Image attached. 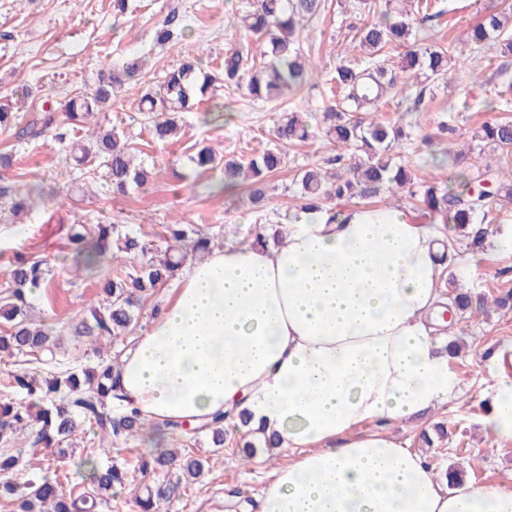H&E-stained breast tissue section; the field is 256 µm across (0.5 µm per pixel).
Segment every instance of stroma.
Listing matches in <instances>:
<instances>
[{"label": "stroma", "mask_w": 512, "mask_h": 512, "mask_svg": "<svg viewBox=\"0 0 512 512\" xmlns=\"http://www.w3.org/2000/svg\"><path fill=\"white\" fill-rule=\"evenodd\" d=\"M432 3L436 18L416 23L413 37L424 46L455 43L465 60L466 75L448 89H437L435 95L436 104L447 105L456 132L447 145H430L424 143L423 136L433 128L431 113H406L390 105L379 114L380 119L406 127L419 126L420 135L400 150L419 177L428 172L431 155L441 154L443 147L454 152L466 148L473 131L488 118L483 110L485 84L497 82L501 68H512V56L501 54L497 45L476 47L463 40L479 14L497 6L498 0ZM351 4L352 0H326L324 11L307 21L302 50L316 65L311 84L275 102H257L235 90L218 91L214 99L185 113L184 133L178 141L161 144L152 139L143 125L137 93L114 95L111 107L97 114L91 124L124 129L141 150L143 165L150 172L146 185L130 187L126 194H112L82 174L68 179L73 164L55 142L53 129L25 138L0 133V150L14 155L11 167H0V188L36 186L42 191L41 197L32 199L20 222L0 223V293L8 286L7 265L15 254L50 260L55 275L32 294V316L59 336L67 362L75 366L98 362L93 346L78 342L75 329L88 318L90 307L100 305L96 294L99 278L112 271L107 262L95 273H71L67 232L74 220L158 232L164 224L180 218L198 225L218 247L255 236L267 224H289L297 211L294 181L298 171L308 165H324L333 153L331 147L316 150L300 144L288 148L287 165L268 179L269 202L262 212L253 210L241 194L215 192L222 171L192 173L186 156L201 143L221 155L247 160L268 146L281 113L298 110L318 116L331 100L326 76L337 65L334 48L349 43L354 26L360 23L361 16ZM247 8L248 0H129L122 14L114 10L112 0H0V101L26 99V107L19 110L20 123L26 126L47 107L62 115L70 92L93 86L102 72L117 67L130 54L146 57L142 85L147 89L157 87L166 71L188 57L200 59L205 70H217L224 60V30L230 27L233 14ZM173 12L187 24L185 35L164 45L155 44V29ZM216 101L226 106L223 122H205V111ZM488 207L492 231L482 247L475 249L470 239L454 238L443 262L446 278L460 275L457 257L470 256L476 265L475 273L464 283L476 304L462 314L460 327L452 331L463 347L452 363L461 394L411 422L389 428L401 444L427 456L437 472L459 468L465 479L478 484L512 483V444L500 443L483 423L489 383L477 358L481 347L512 339V311L479 305L480 300L512 290V203L493 198ZM238 442L239 429L231 423L224 428L223 447H213L207 438H200L196 452L209 459L210 468L167 505L165 512H225V495L248 501L261 494L270 463L285 459L288 451L261 448L257 462L245 464L232 453ZM178 445V440L163 435L130 442L117 461L127 470L131 483L100 512H137L134 496L141 482L140 453Z\"/></svg>", "instance_id": "35a3bbf8"}]
</instances>
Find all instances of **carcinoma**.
<instances>
[{"mask_svg": "<svg viewBox=\"0 0 512 512\" xmlns=\"http://www.w3.org/2000/svg\"><path fill=\"white\" fill-rule=\"evenodd\" d=\"M323 0H254L252 9L243 12L224 47V66L206 71L193 59L171 69L155 90L140 95V112L149 124L152 138L160 142L174 140L180 130V114L194 110L207 95L217 89L244 91L255 100H274L287 92H296L312 79L314 64L301 51L304 22L320 13ZM353 7L364 13L355 27L350 45L339 54V64L331 78L340 95L324 108L321 120L312 125L305 113L290 111L274 129V144L243 163L235 158L219 159L207 146L190 156L191 167L206 171L220 167L224 182L219 189L245 193L251 205L263 207L267 200V178L286 163L283 147L296 142L319 140L336 144L341 152L328 160V171L321 167L301 169L295 181L301 207L318 208L323 204L368 197L394 189L409 188L411 197H419L432 215L458 234L471 229L473 242L485 238L491 224L487 203L492 197L512 201V172L499 177V169L478 156L468 165L455 157H432L433 162L451 165L459 172L451 175L448 189L439 192L430 179L415 180L407 166L398 162L396 149L407 139L402 126L381 121L377 112L401 96L409 103L407 112H430L434 96L430 86L447 85L448 71L457 55L449 44L420 47L410 40L414 22L432 18L428 0H384V8L372 0H357ZM508 11H490L478 21L467 39L478 45L499 41L503 53L512 55V36H504ZM185 27L172 17L156 30L155 41L166 44L183 35ZM261 47L260 63H251L249 45ZM398 51L397 64L389 53ZM358 51L375 58L363 67L350 53ZM140 76V58H129L121 67L99 76L96 88L77 91L65 102L63 125L55 141L72 155L75 165L89 175H101L105 184L117 192H126L135 184L143 185L148 173L135 164L131 137L113 126L94 131L87 138L69 136L95 113L106 109L112 95ZM500 82L486 98V111L498 112V101L512 102V77L499 73ZM17 115L8 102L0 103V130L17 127ZM472 139L484 142L499 153L501 164L512 168V117L506 114L483 122ZM169 245L152 251L143 235L121 229L116 224H86L79 220L69 227L68 247L76 269L91 270L108 259L114 264H131V270L116 272L101 284L103 309L91 312L92 321L76 329L79 337H90L100 362L95 366L68 367L63 361L57 338L51 329L32 323L27 314L28 290L50 280L52 267L42 259L15 256L8 266L10 286L0 296V355L10 358L32 357L56 369L50 379L40 380L26 367L11 373L12 386L23 395L19 403H0V442L19 432L29 434V447L16 453L0 451V476L10 474L21 463L38 470V477L23 487L10 483L0 491L14 496L20 512H98L112 492L127 485L128 476L121 467L103 466L98 459L81 458L75 462L86 473L87 487L78 492L63 490L58 476L41 465L40 452L56 449L66 456L63 443L73 439L81 427L90 425L107 441V450L117 453L135 437L143 435L145 424L137 410L123 404L113 376L122 349L107 350L119 338L131 332L149 292L172 281L189 260L200 259L211 249V239L193 224L174 222L167 227ZM117 407H112V402ZM167 434L179 436L184 447L156 449L140 457L139 471L164 474L156 485L144 486L136 495L139 512H163V506L181 495L182 483L198 478L204 460L195 456L189 442L211 436L217 447L224 446V416L195 428L190 434L181 423L167 428Z\"/></svg>", "mask_w": 512, "mask_h": 512, "instance_id": "obj_1", "label": "carcinoma"}]
</instances>
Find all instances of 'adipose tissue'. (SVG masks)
I'll return each mask as SVG.
<instances>
[{"label": "adipose tissue", "instance_id": "1", "mask_svg": "<svg viewBox=\"0 0 512 512\" xmlns=\"http://www.w3.org/2000/svg\"><path fill=\"white\" fill-rule=\"evenodd\" d=\"M445 235L386 206L309 213L281 244L187 262L121 357L120 395L150 424L251 415L293 454L256 512H512V487L446 480L387 428L447 402ZM484 422L512 443V341L482 353Z\"/></svg>", "mask_w": 512, "mask_h": 512}]
</instances>
